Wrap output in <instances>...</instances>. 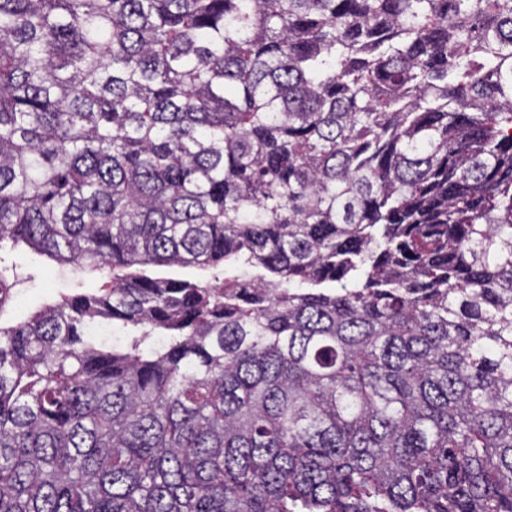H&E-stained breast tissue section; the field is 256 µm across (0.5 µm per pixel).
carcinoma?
<instances>
[{
    "label": "carcinoma",
    "instance_id": "cac0c4a2",
    "mask_svg": "<svg viewBox=\"0 0 512 512\" xmlns=\"http://www.w3.org/2000/svg\"><path fill=\"white\" fill-rule=\"evenodd\" d=\"M24 246L0 512H512V0H0ZM13 260L20 281L14 288L13 302L3 312V322L25 320L61 296L99 288L111 273L108 268L89 273L76 266L58 267L26 248L19 250Z\"/></svg>",
    "mask_w": 512,
    "mask_h": 512
}]
</instances>
